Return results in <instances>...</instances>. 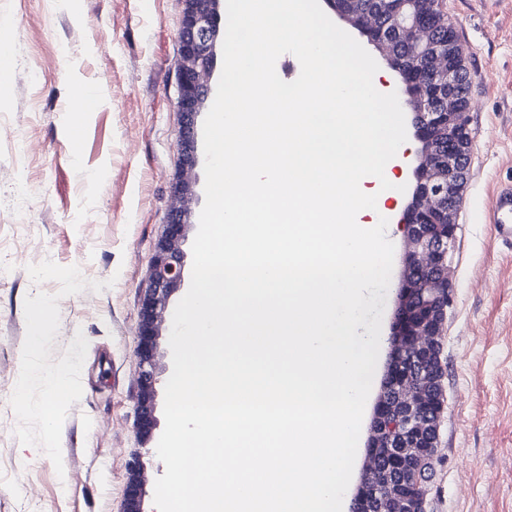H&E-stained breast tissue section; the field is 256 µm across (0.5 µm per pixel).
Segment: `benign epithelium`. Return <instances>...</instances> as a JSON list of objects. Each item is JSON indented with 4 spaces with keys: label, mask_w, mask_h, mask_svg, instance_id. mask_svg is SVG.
Segmentation results:
<instances>
[{
    "label": "benign epithelium",
    "mask_w": 512,
    "mask_h": 512,
    "mask_svg": "<svg viewBox=\"0 0 512 512\" xmlns=\"http://www.w3.org/2000/svg\"><path fill=\"white\" fill-rule=\"evenodd\" d=\"M220 2L184 0L177 32L180 63L176 94L178 112L182 115L179 145L183 162L190 168L198 164V116L214 92L209 76L217 61L216 47L222 21ZM339 16L360 33L370 34L371 44L380 50L384 61H391L395 45L390 35L380 27L377 17L362 11L357 0H345ZM396 23L397 27L410 34L414 47L433 45L435 29L432 23L401 16L396 18ZM453 30V26H448V46L433 53L428 72L433 86L448 90V111L426 112L423 99L416 95L405 101L413 113L414 135L421 148L419 163L414 170L416 184L411 201L400 219L409 251L404 258V270L398 284L399 303L390 325V338L402 340L406 348L417 353L427 352L433 356L429 373L434 389L428 394H418L405 387L400 373L395 370V354L392 353L387 375L389 394L376 403L373 417V428L382 434L387 432L384 427L386 420L395 411H401L395 431L404 439L414 437L412 447L426 459L441 452L437 423L428 421V418H438L442 411L441 379L444 369L440 361L439 336L442 335L445 310L451 300L448 267L456 239V215L462 203V185L472 139L466 120L469 99L457 93L463 55L457 36L451 34ZM441 128L445 129L448 138L446 156L435 135ZM188 223L187 210H170L167 245L155 256L152 266V294L141 304L139 382L149 394L154 392L157 383L155 319L158 312L165 309L170 293L183 281L185 253L180 244L185 239ZM419 288H434L440 292L438 300L425 312L412 304ZM154 429L152 407L145 403L139 413L143 445L153 442ZM141 468V458H134L130 469L135 479L127 492L124 512H141L142 485L137 479Z\"/></svg>",
    "instance_id": "7a95c632"
}]
</instances>
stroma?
I'll return each mask as SVG.
<instances>
[{
  "label": "stroma",
  "instance_id": "obj_1",
  "mask_svg": "<svg viewBox=\"0 0 512 512\" xmlns=\"http://www.w3.org/2000/svg\"><path fill=\"white\" fill-rule=\"evenodd\" d=\"M442 8L464 49L473 141L440 338L443 454L425 512H512V245L491 222L493 196L512 186V0ZM180 10L181 0H0L11 55L0 73V512H124L138 453L142 509L155 512L165 466L140 441V306L173 182L196 193L184 252L205 203L204 168L185 167L178 143ZM88 90L101 105L70 120ZM187 291L156 320L159 433L173 307ZM41 315L49 343L35 355ZM69 361V394L49 381L20 391L32 366L50 374Z\"/></svg>",
  "mask_w": 512,
  "mask_h": 512
}]
</instances>
